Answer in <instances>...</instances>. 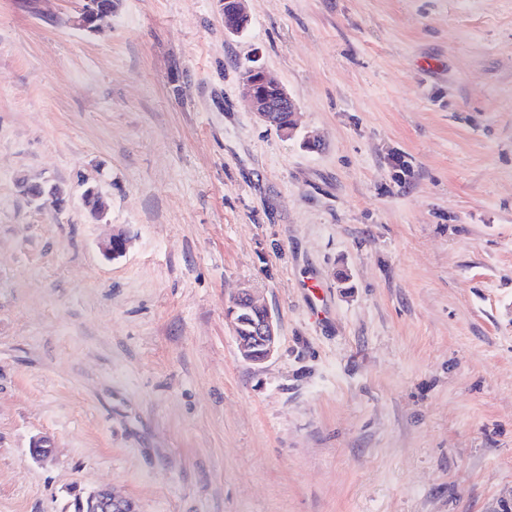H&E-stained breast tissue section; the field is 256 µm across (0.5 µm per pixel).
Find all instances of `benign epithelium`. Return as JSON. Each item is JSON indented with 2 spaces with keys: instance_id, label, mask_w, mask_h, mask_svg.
Wrapping results in <instances>:
<instances>
[{
  "instance_id": "obj_1",
  "label": "benign epithelium",
  "mask_w": 512,
  "mask_h": 512,
  "mask_svg": "<svg viewBox=\"0 0 512 512\" xmlns=\"http://www.w3.org/2000/svg\"><path fill=\"white\" fill-rule=\"evenodd\" d=\"M245 0H224V29L230 34L243 32L250 22ZM111 16L110 6L99 2L92 13H80L76 17L79 27L86 30L93 26H102ZM242 92L249 100L254 114L264 123L273 120L275 112H298L295 100L277 82L272 80L260 65L246 68L242 78ZM127 248L126 238L114 234L99 243V250L110 259L121 256ZM230 311L238 348L244 360L262 363L272 356L277 344L278 333L270 311L259 304L248 288L239 290L226 307ZM247 335H241V332ZM90 508L95 512H138L136 503L128 497H119L107 488H102L87 495Z\"/></svg>"
}]
</instances>
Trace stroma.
Segmentation results:
<instances>
[{
  "label": "stroma",
  "mask_w": 512,
  "mask_h": 512,
  "mask_svg": "<svg viewBox=\"0 0 512 512\" xmlns=\"http://www.w3.org/2000/svg\"><path fill=\"white\" fill-rule=\"evenodd\" d=\"M82 3L0 0V512H512V0ZM245 0H224V29L230 34L243 32L250 22ZM229 3V5H227ZM241 82L243 95L249 100L254 114L269 125L273 120V113L277 112L272 127L280 134L287 133L288 130V137H292L298 123L293 127L294 120L290 118L293 113L294 118L297 117L298 106L288 92L257 64L246 68ZM270 92H273L272 96L269 95ZM230 310V322L233 326L238 348L244 360L262 363L272 356L277 344L278 333L270 311L257 302L248 288L239 290L226 307ZM235 317L236 320H233ZM244 330L248 335H242ZM87 498L90 500V508L96 512H138L131 498L116 496L107 488L94 491Z\"/></svg>",
  "instance_id": "stroma-1"
}]
</instances>
